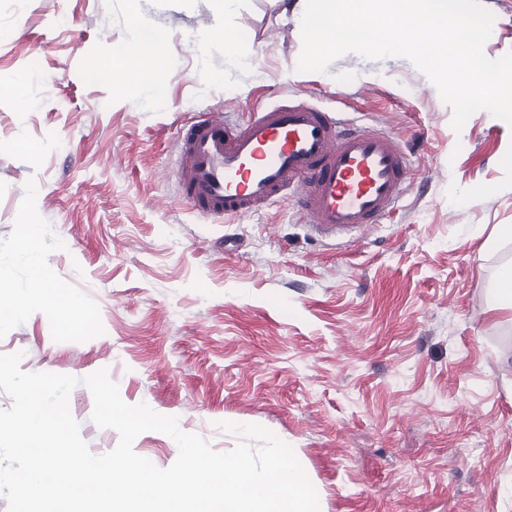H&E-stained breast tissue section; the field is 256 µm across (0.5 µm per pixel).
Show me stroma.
<instances>
[{
  "label": "stroma",
  "instance_id": "obj_1",
  "mask_svg": "<svg viewBox=\"0 0 512 512\" xmlns=\"http://www.w3.org/2000/svg\"><path fill=\"white\" fill-rule=\"evenodd\" d=\"M292 0H0V353L176 417L218 452L230 421L290 445L324 512H512V311L489 292L512 263V127L481 110L461 129L408 59L337 58L300 73ZM488 57L512 51V0ZM163 34L154 100L92 80L89 60ZM233 29L234 50L210 39ZM297 93L389 132L412 166L392 216L354 243L312 233L295 203L207 218L181 199L178 129L230 123ZM53 228L30 240L29 224ZM38 252L82 298L78 333L9 313ZM69 408L91 452L119 441Z\"/></svg>",
  "mask_w": 512,
  "mask_h": 512
}]
</instances>
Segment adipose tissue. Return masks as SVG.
Wrapping results in <instances>:
<instances>
[{
    "label": "adipose tissue",
    "mask_w": 512,
    "mask_h": 512,
    "mask_svg": "<svg viewBox=\"0 0 512 512\" xmlns=\"http://www.w3.org/2000/svg\"><path fill=\"white\" fill-rule=\"evenodd\" d=\"M162 41L161 35L150 36L145 39L142 51L126 52L109 60H97L91 63L90 68L107 79L113 88L123 89L136 83L147 93H154L163 61L160 52ZM28 258L34 268L32 298L40 306L53 309L60 316L64 329H72L81 308L79 297L74 294L61 295L53 287L50 272L37 254L29 253Z\"/></svg>",
    "instance_id": "1"
}]
</instances>
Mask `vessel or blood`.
Returning <instances> with one entry per match:
<instances>
[{
  "label": "vessel or blood",
  "instance_id": "b4317fda",
  "mask_svg": "<svg viewBox=\"0 0 512 512\" xmlns=\"http://www.w3.org/2000/svg\"><path fill=\"white\" fill-rule=\"evenodd\" d=\"M178 138L176 175L193 210L213 218L252 213L297 189L304 223L328 240L350 242L379 224L410 180L395 137L372 126L343 127L300 99L231 131L212 115Z\"/></svg>",
  "mask_w": 512,
  "mask_h": 512
}]
</instances>
